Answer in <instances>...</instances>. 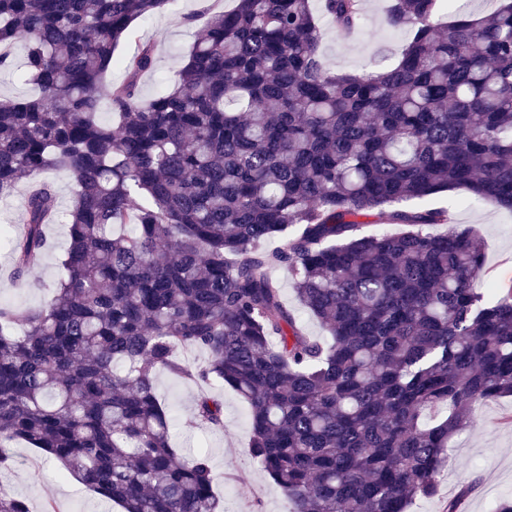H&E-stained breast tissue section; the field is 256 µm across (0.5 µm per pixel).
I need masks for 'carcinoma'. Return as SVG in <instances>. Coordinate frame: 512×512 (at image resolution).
<instances>
[{
    "instance_id": "carcinoma-1",
    "label": "carcinoma",
    "mask_w": 512,
    "mask_h": 512,
    "mask_svg": "<svg viewBox=\"0 0 512 512\" xmlns=\"http://www.w3.org/2000/svg\"><path fill=\"white\" fill-rule=\"evenodd\" d=\"M168 2L0 0V67L23 44L38 90L0 102V203L51 171L76 185L64 218L51 183L28 193L9 239L21 281L69 225L53 300L0 303V471L22 440L122 512H219L209 457L171 444L166 369L246 402L289 512H407L473 407L512 396V287L479 288L480 232L397 207L464 190L512 211V0L446 25L455 0H393L412 38L378 75L325 69L312 0H237L143 103L153 46L115 50ZM320 2L360 27L363 0ZM369 216L408 230L362 235ZM191 424L224 429L223 403L200 395ZM0 512L29 507L1 491ZM273 275L278 280L280 288H282L284 299L288 302L289 306L293 307L297 311L307 334L322 342H327V333L320 323L311 315L307 314L299 305L293 288L288 280V274L283 270H275Z\"/></svg>"
}]
</instances>
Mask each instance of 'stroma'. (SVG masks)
<instances>
[{"instance_id": "35a3bbf8", "label": "stroma", "mask_w": 512, "mask_h": 512, "mask_svg": "<svg viewBox=\"0 0 512 512\" xmlns=\"http://www.w3.org/2000/svg\"><path fill=\"white\" fill-rule=\"evenodd\" d=\"M390 0H363L364 21L355 32L336 31L324 25L320 46L322 61L333 73H359L376 61L397 64L409 33L392 29L387 20ZM236 0H169L149 20L135 22L134 40L121 42L117 56L134 53L139 44L154 47L155 63L139 79L140 96H156L163 77L182 66L186 54L207 18L206 11L234 8ZM406 209H446L450 223L477 228L484 241L491 283L512 287V212L488 201H475L462 191L441 193L406 202ZM48 247L39 266L25 282L9 276V250L0 249V302L18 309L45 305L53 296L60 263L68 246L67 227L46 228ZM157 394L174 408L171 442L184 451L208 453L217 476V495L224 512H288L281 489L245 453L250 436L246 403L230 388L212 385L211 393L224 403V428L208 432L188 430L199 385L162 370L156 377ZM15 466L0 474V488L27 501L30 512H116L101 497L72 484L63 465L30 445L18 442L12 450ZM460 499L462 512H494L502 500L512 498V397L480 404L469 417L465 433L454 441L453 458L438 476L432 496L416 499L410 512H447L452 499Z\"/></svg>"}]
</instances>
